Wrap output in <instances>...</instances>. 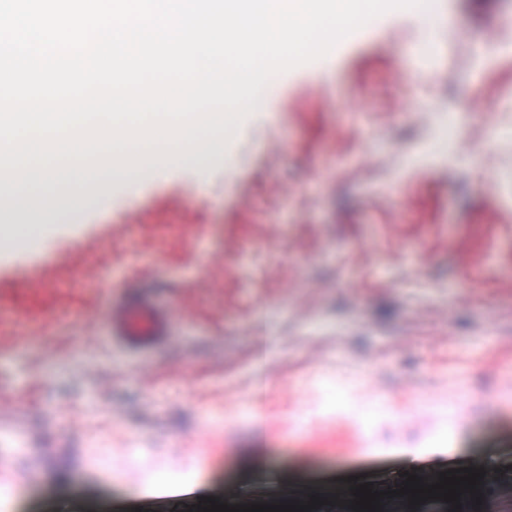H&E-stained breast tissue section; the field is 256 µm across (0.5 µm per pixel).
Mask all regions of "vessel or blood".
<instances>
[{
	"label": "vessel or blood",
	"mask_w": 512,
	"mask_h": 512,
	"mask_svg": "<svg viewBox=\"0 0 512 512\" xmlns=\"http://www.w3.org/2000/svg\"><path fill=\"white\" fill-rule=\"evenodd\" d=\"M198 235L195 216L179 192L158 199L151 209L139 215L135 225L112 227L113 241L132 237L163 254L186 248ZM124 256V251L108 252L99 248L96 239H86L30 281L0 279V300L22 306L28 326L36 327L45 319V310L39 303L43 295H50L57 306H66L68 295L63 285L71 276L93 274L99 265L122 264ZM176 313V308L165 310L152 299L140 296L113 304L108 320L114 338L130 348L147 350L166 335Z\"/></svg>",
	"instance_id": "b4317fda"
}]
</instances>
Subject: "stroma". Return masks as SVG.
Listing matches in <instances>:
<instances>
[{"label": "stroma", "instance_id": "obj_1", "mask_svg": "<svg viewBox=\"0 0 512 512\" xmlns=\"http://www.w3.org/2000/svg\"><path fill=\"white\" fill-rule=\"evenodd\" d=\"M208 178L157 166L0 271L133 223L173 182L196 221L232 225L224 289L198 287L217 233L137 249L130 282L187 304L148 353L106 334L113 267L30 334L0 302V512H145L144 472L243 503L360 474L484 469L471 512H512V0L392 10L335 54L278 74ZM455 412L442 425L434 410ZM126 455L102 478L91 449ZM264 449L270 477L249 470Z\"/></svg>", "mask_w": 512, "mask_h": 512}]
</instances>
